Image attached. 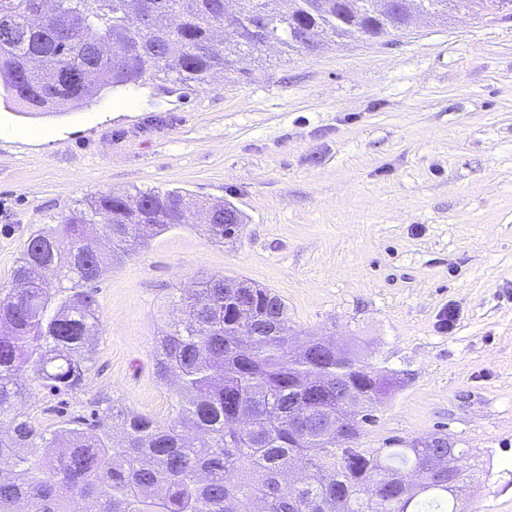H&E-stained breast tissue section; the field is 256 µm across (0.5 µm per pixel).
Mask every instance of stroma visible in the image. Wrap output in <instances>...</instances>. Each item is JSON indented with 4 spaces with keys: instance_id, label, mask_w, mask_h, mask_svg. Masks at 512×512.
<instances>
[{
    "instance_id": "35a3bbf8",
    "label": "stroma",
    "mask_w": 512,
    "mask_h": 512,
    "mask_svg": "<svg viewBox=\"0 0 512 512\" xmlns=\"http://www.w3.org/2000/svg\"><path fill=\"white\" fill-rule=\"evenodd\" d=\"M146 189L231 202L243 234L218 245L173 228L115 263L69 412L107 395L171 420L152 351L182 317L174 289L246 278L285 301L295 346L323 337L400 378L358 447L445 436L474 454L461 512H512V18L267 47L203 84L131 85L63 111L0 101V289L32 229L78 199Z\"/></svg>"
}]
</instances>
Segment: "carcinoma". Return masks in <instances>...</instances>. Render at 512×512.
I'll return each instance as SVG.
<instances>
[{"mask_svg": "<svg viewBox=\"0 0 512 512\" xmlns=\"http://www.w3.org/2000/svg\"><path fill=\"white\" fill-rule=\"evenodd\" d=\"M0 0V19L20 36L0 43V92L32 109H66L106 89L162 75L204 83L272 41L298 51L315 26L333 42L380 40L406 30L412 9L399 0H152L146 33L129 0ZM446 16L479 12L477 0H415ZM238 16L235 37L216 23ZM258 13L265 27L249 25ZM211 242L239 239L243 215L215 205ZM202 209L180 190L112 191L75 203L54 227L34 231L15 278L0 294V512H458L448 477L431 468L443 452L414 440L402 448L342 447L347 401L360 426L376 421L398 378L384 376L335 344L313 338L288 349V306L246 280L224 291L211 278L178 289L185 321L155 342L153 370L170 385L176 415L158 422L116 400L99 399L90 417L41 428L24 411L32 391L82 389L103 334L95 283L120 259L175 227H192ZM238 214L224 222V212ZM99 226L110 246L85 239ZM248 472L246 480L238 474ZM373 484L378 495H361Z\"/></svg>", "mask_w": 512, "mask_h": 512, "instance_id": "obj_1", "label": "carcinoma"}]
</instances>
